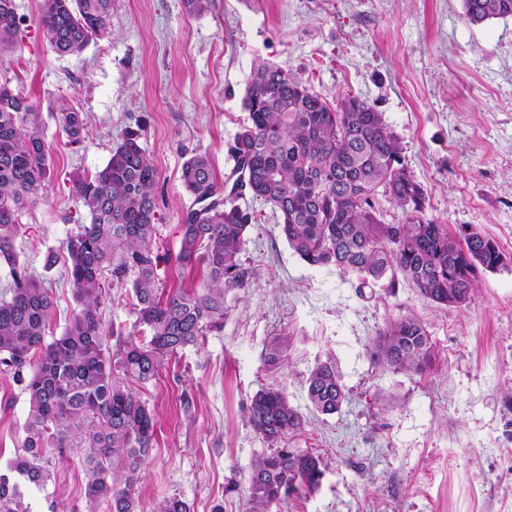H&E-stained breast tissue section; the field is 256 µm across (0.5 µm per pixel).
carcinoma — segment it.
<instances>
[{
  "instance_id": "carcinoma-1",
  "label": "carcinoma",
  "mask_w": 512,
  "mask_h": 512,
  "mask_svg": "<svg viewBox=\"0 0 512 512\" xmlns=\"http://www.w3.org/2000/svg\"><path fill=\"white\" fill-rule=\"evenodd\" d=\"M463 2L472 23L512 17V0ZM111 14L112 0H43L37 24L55 53L77 55L106 33ZM19 29L14 0H0V49L15 44ZM244 109L247 122L231 147L238 177L228 193L207 156L195 154L182 166L196 207L183 216L173 257L154 247L159 172L140 133L125 132L101 169L73 180L72 193L90 221L64 242L77 308L62 335L49 341V289L19 264L15 238L22 212L51 176L50 147L34 105L0 83V261L11 275L0 298V364L23 385L29 404L22 453L0 472V512H31L24 496L44 488L46 455L64 458L72 448L85 449L90 505L103 501L106 512H138L136 486L156 441V421L131 384L156 379L174 355L221 329L224 292L248 285L252 271L240 254L255 217L236 204L243 188L279 214L289 248L303 261L354 273L361 288L400 276L425 299L460 306L479 270L501 267L502 253L489 238L452 235L425 217L424 189L367 101L348 96L332 107L288 71L263 64ZM54 112L68 143H81L85 113L64 99ZM379 194L402 210V223L381 222ZM172 259L182 267L203 265L202 286L162 296L157 268ZM108 282L131 285L138 328L113 353L99 316ZM374 357L421 374L435 349L424 324L405 316L379 332ZM116 370L125 382L116 380ZM307 398L322 414L338 412L345 392L334 362L310 371ZM246 414L271 443L304 424L279 388L258 390ZM322 475L320 458L309 451L281 448L260 457L249 479L251 512H269L292 494L316 489Z\"/></svg>"
}]
</instances>
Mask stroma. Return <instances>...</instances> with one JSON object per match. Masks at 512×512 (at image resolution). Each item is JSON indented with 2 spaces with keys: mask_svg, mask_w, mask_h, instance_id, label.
<instances>
[{
  "mask_svg": "<svg viewBox=\"0 0 512 512\" xmlns=\"http://www.w3.org/2000/svg\"><path fill=\"white\" fill-rule=\"evenodd\" d=\"M15 4L20 34L0 50V82L41 112L52 146L51 180L22 217L16 248L52 294L51 335L77 307L63 244L88 218L73 178L101 168L125 130L140 129L160 173L156 245L178 252L193 204L182 165L204 154L217 183L232 178L243 99L262 63L328 104L366 100L423 186L426 218L453 234L475 230L504 257L478 272L465 305L439 307L401 278L362 288L355 275L306 264L270 205L244 196L256 216L241 252L248 287L226 292L222 330L139 390L158 421L139 512L168 497L189 512H249L252 465L274 449L245 417L264 387L284 389L304 417L288 448L323 463L318 490L270 512H512V17L471 23L463 0H215L200 15L182 0H115L107 33L61 57L38 28L42 0ZM60 96L89 117L80 144H68L51 115ZM130 291L110 288L107 332H132ZM406 315L435 344L422 374L373 356L379 330ZM328 359L346 394L332 415L307 400L309 372ZM27 413L26 394L0 365L1 465L20 452ZM47 459L50 481L29 493L32 512H88L81 452Z\"/></svg>",
  "mask_w": 512,
  "mask_h": 512,
  "instance_id": "obj_1",
  "label": "stroma"
}]
</instances>
